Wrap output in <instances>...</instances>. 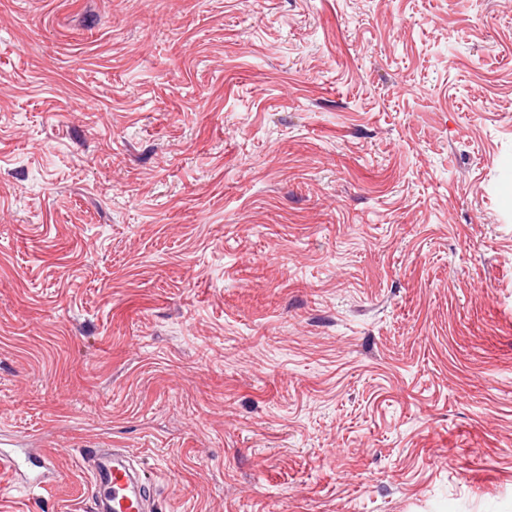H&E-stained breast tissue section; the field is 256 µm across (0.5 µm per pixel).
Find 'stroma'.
I'll use <instances>...</instances> for the list:
<instances>
[{"instance_id": "1", "label": "stroma", "mask_w": 512, "mask_h": 512, "mask_svg": "<svg viewBox=\"0 0 512 512\" xmlns=\"http://www.w3.org/2000/svg\"><path fill=\"white\" fill-rule=\"evenodd\" d=\"M90 512H512V0H0V440ZM125 448H80L88 473L93 512H152L147 477Z\"/></svg>"}]
</instances>
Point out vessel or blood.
<instances>
[{
    "mask_svg": "<svg viewBox=\"0 0 512 512\" xmlns=\"http://www.w3.org/2000/svg\"><path fill=\"white\" fill-rule=\"evenodd\" d=\"M79 462L88 473L93 512H152L147 477L134 455L123 448H83ZM22 471L16 457L0 448V477L24 482L29 492L49 488L59 480L55 459L42 450L28 458Z\"/></svg>",
    "mask_w": 512,
    "mask_h": 512,
    "instance_id": "1",
    "label": "vessel or blood"
}]
</instances>
